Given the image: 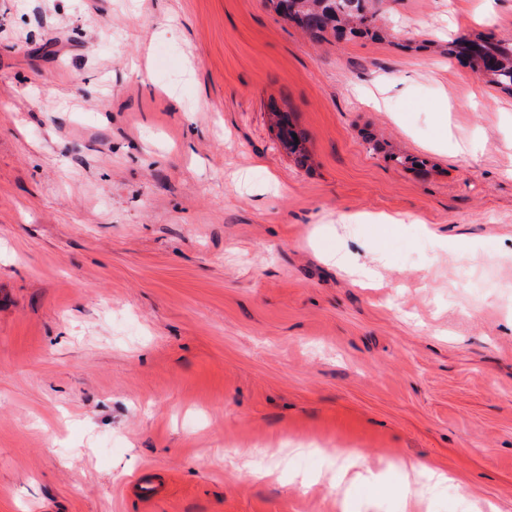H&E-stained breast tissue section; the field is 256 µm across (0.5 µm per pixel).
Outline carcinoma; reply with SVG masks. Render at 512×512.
Wrapping results in <instances>:
<instances>
[{
	"label": "carcinoma",
	"mask_w": 512,
	"mask_h": 512,
	"mask_svg": "<svg viewBox=\"0 0 512 512\" xmlns=\"http://www.w3.org/2000/svg\"><path fill=\"white\" fill-rule=\"evenodd\" d=\"M277 15L296 24L311 39L320 41L331 35L370 37L387 36L377 5L383 0H267ZM448 58L456 60L485 83L512 92V37L494 33L473 38L461 35L448 41ZM277 137L288 153L299 161L307 160L306 137L293 127L288 113L271 106Z\"/></svg>",
	"instance_id": "obj_1"
}]
</instances>
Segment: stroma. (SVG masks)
I'll list each match as a JSON object with an SVG mask.
<instances>
[{"mask_svg": "<svg viewBox=\"0 0 512 512\" xmlns=\"http://www.w3.org/2000/svg\"><path fill=\"white\" fill-rule=\"evenodd\" d=\"M383 9L0 0V512H512V95L440 51L512 0ZM277 15L296 24L311 39L320 41L327 35L345 37L387 36L381 23L383 0H267ZM272 115L276 118L274 126L277 128V137L288 153L295 155L300 162L307 160L308 152L306 137L293 127L288 112H282L275 105H271ZM293 134L297 135L298 143H295ZM406 474V484L404 487V498L409 500L420 496L419 485L421 480L430 488H438L448 484V470L435 464L408 461L403 464ZM452 480V479H451Z\"/></svg>", "mask_w": 512, "mask_h": 512, "instance_id": "35a3bbf8", "label": "stroma"}]
</instances>
